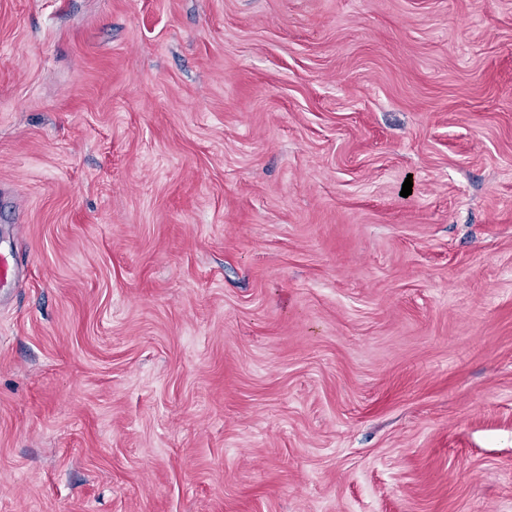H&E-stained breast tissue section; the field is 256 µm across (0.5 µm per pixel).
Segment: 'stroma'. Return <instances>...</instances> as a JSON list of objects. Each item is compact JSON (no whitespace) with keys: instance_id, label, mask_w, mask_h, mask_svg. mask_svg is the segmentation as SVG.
I'll return each mask as SVG.
<instances>
[{"instance_id":"stroma-1","label":"stroma","mask_w":512,"mask_h":512,"mask_svg":"<svg viewBox=\"0 0 512 512\" xmlns=\"http://www.w3.org/2000/svg\"><path fill=\"white\" fill-rule=\"evenodd\" d=\"M0 259V512H512V0H0Z\"/></svg>"}]
</instances>
